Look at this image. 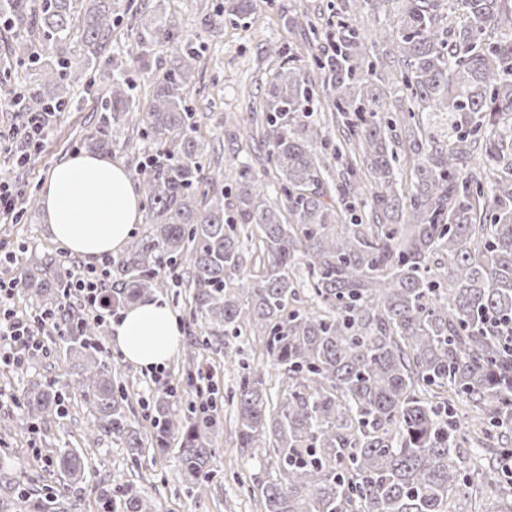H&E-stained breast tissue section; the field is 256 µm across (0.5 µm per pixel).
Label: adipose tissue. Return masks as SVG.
Returning a JSON list of instances; mask_svg holds the SVG:
<instances>
[{"label": "adipose tissue", "mask_w": 512, "mask_h": 512, "mask_svg": "<svg viewBox=\"0 0 512 512\" xmlns=\"http://www.w3.org/2000/svg\"><path fill=\"white\" fill-rule=\"evenodd\" d=\"M140 199L130 173L109 157L82 153L51 169L42 214L52 237L88 259L118 252L139 220ZM124 359L151 369L177 350L181 330L169 305L142 298L112 327Z\"/></svg>", "instance_id": "1"}]
</instances>
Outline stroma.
I'll return each mask as SVG.
<instances>
[{
  "label": "stroma",
  "instance_id": "stroma-1",
  "mask_svg": "<svg viewBox=\"0 0 512 512\" xmlns=\"http://www.w3.org/2000/svg\"><path fill=\"white\" fill-rule=\"evenodd\" d=\"M330 2L254 0L253 14L245 23L227 15L225 0H165L167 13L176 17L188 38L200 43V60L190 84L191 106L200 120V137L220 153L224 168L244 160L238 146L245 143L246 131L237 126H220L221 116L245 115L251 105L262 102L269 73L279 64L278 59L267 57V47H285L287 57L299 59L304 65L310 63L312 55L327 51ZM303 13L317 21L318 36L294 25V18ZM107 95L108 86L102 82L76 89L71 105L57 113L38 146L30 148L27 164H18V148H0V179L26 193L40 195L50 170L81 153V143L94 129L101 101ZM21 247L30 254L54 257L64 268L85 270L93 265L92 260L70 253L52 238L42 222L37 201L25 212L0 216V255ZM160 297L182 326L180 346L162 366L165 377L178 381L186 401L195 399L200 388L211 385L218 390L220 427L209 436V445L215 450V474L209 495L196 497L181 480L179 437H170L164 446H156L148 419L150 403L157 393L151 373L125 361L108 333L102 341L103 351L127 388L126 404L140 425L144 448H126L109 435L88 441L85 431L91 411L78 391H70L66 417L38 424L31 435L14 436L0 430L1 503L12 500L18 479L48 484L59 481V474L49 465L51 449L81 447L86 449L90 465L82 492V512H101V493L126 483L133 484L149 499L154 512H257L249 489L250 477L256 472L261 479L274 478L275 463L266 461L260 471L255 460L238 451L231 395L237 385L234 363L254 364L259 355L245 335L226 339L220 345L191 348L195 331L186 325L190 307L187 280L169 284L161 290ZM66 350V344L60 343L50 346L46 354L31 358L25 367L0 365V420L21 414L28 382L53 377L56 368L67 360Z\"/></svg>",
  "mask_w": 512,
  "mask_h": 512
}]
</instances>
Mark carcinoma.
I'll list each match as a JSON object with an SVG mask.
<instances>
[{"label":"carcinoma","instance_id":"1","mask_svg":"<svg viewBox=\"0 0 512 512\" xmlns=\"http://www.w3.org/2000/svg\"><path fill=\"white\" fill-rule=\"evenodd\" d=\"M382 0H339L332 49L313 58L328 92V115L310 119L313 83L280 63L263 108L251 111L278 180L281 202L240 163L234 200L224 202V170L199 139L189 83L199 60L191 40L161 5L124 6L136 46L124 62L102 61L112 41L115 0H0L11 33L9 55L31 65L34 83L0 97V109L50 112L70 90L110 84L90 142L110 147L112 129L144 128L153 151L136 170L152 230L112 258L105 288L116 308L168 287L162 270H189L191 346L260 334L264 361L242 366L235 431L241 453L272 455L276 478L261 481L260 512H512V0H457L464 22L448 25L441 0H400L393 22L377 28L382 56L364 52L359 20L379 16ZM162 45L169 65L142 108L127 66L147 70ZM394 97L393 108L383 102ZM342 138L329 147L327 126ZM412 163L411 189L399 155ZM342 164L339 191L355 204L345 218L326 179ZM18 287L36 276L61 298V318L45 331L68 345L56 377L24 392V412L3 426L22 434L65 414L67 391H80L94 424L129 448L143 438L103 355V326L67 304L71 271L53 258L15 255ZM287 385L267 387L270 369ZM174 387L156 396L154 438L180 436L179 469L191 492L209 493L214 450L210 406L173 413ZM481 414L477 442L487 486L481 495L465 446L471 435L454 402ZM84 451L58 448L52 466L69 482L48 492L20 481L17 512H77ZM106 512H153L129 487L107 493Z\"/></svg>","mask_w":512,"mask_h":512}]
</instances>
